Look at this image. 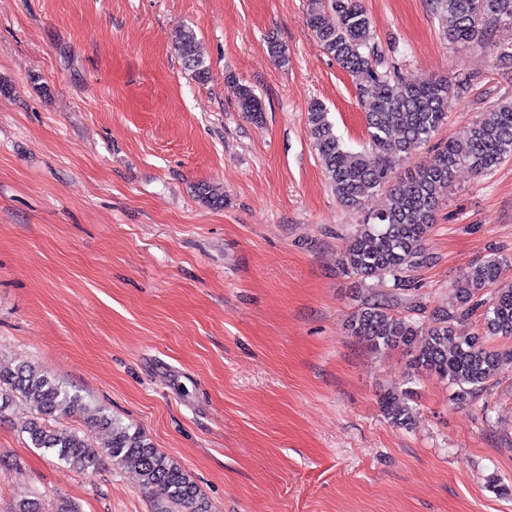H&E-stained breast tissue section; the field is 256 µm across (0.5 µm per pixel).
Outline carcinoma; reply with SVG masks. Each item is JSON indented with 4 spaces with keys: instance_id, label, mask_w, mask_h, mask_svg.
I'll return each mask as SVG.
<instances>
[{
    "instance_id": "cac0c4a2",
    "label": "carcinoma",
    "mask_w": 512,
    "mask_h": 512,
    "mask_svg": "<svg viewBox=\"0 0 512 512\" xmlns=\"http://www.w3.org/2000/svg\"><path fill=\"white\" fill-rule=\"evenodd\" d=\"M308 25L323 51L355 80L366 109L370 149L344 148L323 102L314 100L307 110V129L337 201L359 210L364 198L378 190L387 194L384 208L357 225L341 268L362 280L387 276L393 287L408 283L405 274L426 263L423 242L434 213L451 187L454 172L466 167L488 174L512 156V101L501 102L464 127L459 136L441 142L433 164L409 167L398 174L390 159H408L412 147L429 142L448 118L451 86L440 79L404 82L391 72L384 52L374 40L373 22L360 0H309ZM433 10L445 21L444 38L456 47L483 42L488 33L512 30V0H433ZM173 47L185 69L204 81L209 68L200 42L191 29L173 36ZM512 62V41L494 44L493 66ZM239 107L254 120L263 107L251 87H239ZM194 194L203 204L224 206V187L201 183ZM499 259L492 257L469 268L454 288L455 302L426 325L409 316L387 311L373 301L350 321L351 334L373 349L414 351L415 372L434 375L456 388V397L476 398L512 350L485 343L487 337H512V285L496 287ZM491 291L485 299L486 291ZM481 311V332L462 336L456 327ZM19 398L32 411L24 433L32 447L53 453L77 469L112 465L135 470L142 488L155 493V512H209L197 484L181 466L154 447L140 429L100 414L93 425L107 432L96 445L87 435L55 425L83 405L76 392L62 387L30 363L0 364V410ZM384 416L397 426L411 420L405 395L381 396Z\"/></svg>"
}]
</instances>
